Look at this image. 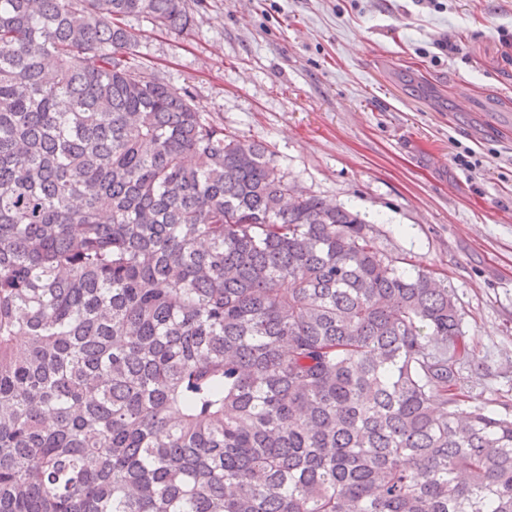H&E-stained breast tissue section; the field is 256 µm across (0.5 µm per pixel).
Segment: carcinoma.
I'll use <instances>...</instances> for the list:
<instances>
[{
    "instance_id": "carcinoma-1",
    "label": "carcinoma",
    "mask_w": 512,
    "mask_h": 512,
    "mask_svg": "<svg viewBox=\"0 0 512 512\" xmlns=\"http://www.w3.org/2000/svg\"><path fill=\"white\" fill-rule=\"evenodd\" d=\"M194 5L0 0V512H512L454 288L139 71Z\"/></svg>"
}]
</instances>
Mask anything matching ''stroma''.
Masks as SVG:
<instances>
[{
	"label": "stroma",
	"mask_w": 512,
	"mask_h": 512,
	"mask_svg": "<svg viewBox=\"0 0 512 512\" xmlns=\"http://www.w3.org/2000/svg\"><path fill=\"white\" fill-rule=\"evenodd\" d=\"M125 25L143 72L447 279L480 361L462 387L512 409V0H204L188 34Z\"/></svg>",
	"instance_id": "1"
}]
</instances>
